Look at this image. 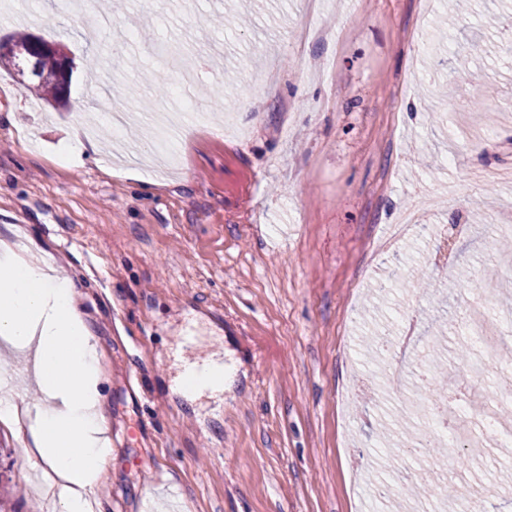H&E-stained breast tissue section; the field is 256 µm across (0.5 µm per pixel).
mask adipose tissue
Returning <instances> with one entry per match:
<instances>
[{"label":"adipose tissue","mask_w":512,"mask_h":512,"mask_svg":"<svg viewBox=\"0 0 512 512\" xmlns=\"http://www.w3.org/2000/svg\"><path fill=\"white\" fill-rule=\"evenodd\" d=\"M79 292L14 245L0 244V335L34 353L40 391L51 408L28 427L33 465L53 473L61 512H90L112 461L99 390L101 354L78 307ZM223 364H184L180 382L194 392H221Z\"/></svg>","instance_id":"1"}]
</instances>
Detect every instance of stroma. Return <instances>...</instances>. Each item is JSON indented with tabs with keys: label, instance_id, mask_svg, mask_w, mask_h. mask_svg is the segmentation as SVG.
Returning <instances> with one entry per match:
<instances>
[{
	"label": "stroma",
	"instance_id": "stroma-1",
	"mask_svg": "<svg viewBox=\"0 0 512 512\" xmlns=\"http://www.w3.org/2000/svg\"><path fill=\"white\" fill-rule=\"evenodd\" d=\"M442 0H34L0 13V37H52L72 52L57 110L0 68V241L22 239L81 291L102 355L112 464L95 512H354V482L387 466L452 479L512 512V467L448 475L381 438L386 370L372 336L414 319L416 368L443 325V365L469 341L470 305L500 297L445 284L474 269L488 231L512 257V0H472L439 23ZM328 25L326 39H303ZM478 50L484 99L447 64ZM132 110L104 143L113 98ZM136 169L138 178L127 175ZM417 229L371 256L394 217ZM392 279L393 291L372 294ZM426 291L411 288L414 280ZM223 359L220 395H189L183 362ZM371 384L373 400L354 397ZM17 512H39L25 445L0 422Z\"/></svg>",
	"mask_w": 512,
	"mask_h": 512
}]
</instances>
